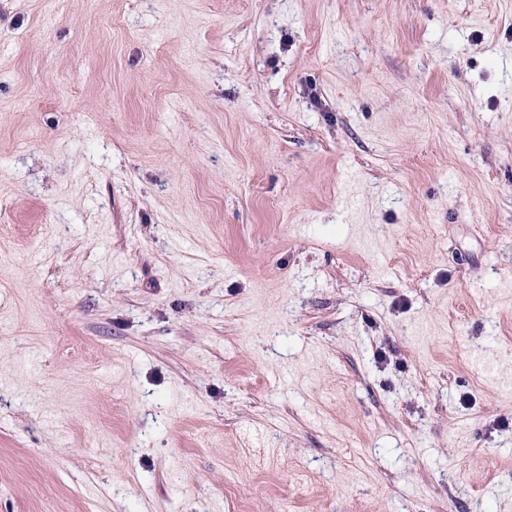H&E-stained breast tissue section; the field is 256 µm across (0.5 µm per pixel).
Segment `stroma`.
Wrapping results in <instances>:
<instances>
[{"label": "stroma", "instance_id": "1", "mask_svg": "<svg viewBox=\"0 0 512 512\" xmlns=\"http://www.w3.org/2000/svg\"><path fill=\"white\" fill-rule=\"evenodd\" d=\"M0 512H512V0H0Z\"/></svg>", "mask_w": 512, "mask_h": 512}]
</instances>
